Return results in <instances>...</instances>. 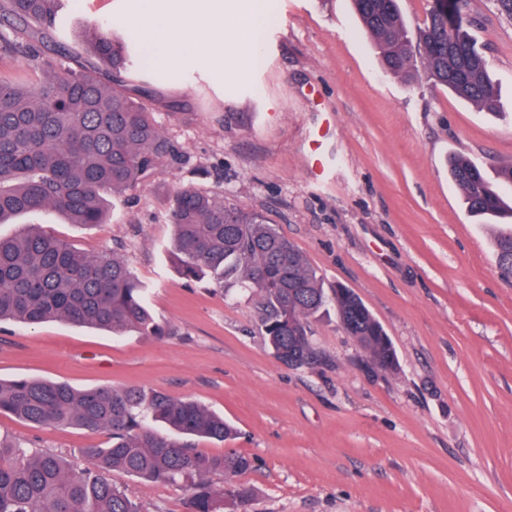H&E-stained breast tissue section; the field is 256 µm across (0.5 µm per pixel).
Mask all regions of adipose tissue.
<instances>
[{"label": "adipose tissue", "instance_id": "adipose-tissue-1", "mask_svg": "<svg viewBox=\"0 0 512 512\" xmlns=\"http://www.w3.org/2000/svg\"><path fill=\"white\" fill-rule=\"evenodd\" d=\"M265 13L259 0H129L126 16L167 66L211 65L220 45L246 67Z\"/></svg>", "mask_w": 512, "mask_h": 512}]
</instances>
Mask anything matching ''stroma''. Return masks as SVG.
<instances>
[{
	"mask_svg": "<svg viewBox=\"0 0 512 512\" xmlns=\"http://www.w3.org/2000/svg\"><path fill=\"white\" fill-rule=\"evenodd\" d=\"M76 18L128 31L126 0H74ZM259 51L231 65L155 63L147 73L164 133L184 154L110 209L106 223H36L82 252L117 253L149 287L168 336L53 320L0 323V378L76 388L139 387L224 415L235 440L200 441L255 460L251 512H512V279L492 229L448 177L462 154L487 172L512 164V18L470 0L499 109L386 73L352 0H268ZM178 186L223 194L290 240L325 289L353 290L392 339L398 368L369 370L335 313L312 322L316 358L269 351L257 295L180 277L166 251ZM0 437L83 467L105 433L0 415ZM144 512H186V488L122 473Z\"/></svg>",
	"mask_w": 512,
	"mask_h": 512,
	"instance_id": "35a3bbf8",
	"label": "stroma"
}]
</instances>
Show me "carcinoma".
I'll list each match as a JSON object with an SVG mask.
<instances>
[{
  "label": "carcinoma",
  "mask_w": 512,
  "mask_h": 512,
  "mask_svg": "<svg viewBox=\"0 0 512 512\" xmlns=\"http://www.w3.org/2000/svg\"><path fill=\"white\" fill-rule=\"evenodd\" d=\"M66 0H0V63L21 64L24 83L0 74V224L54 210L71 224H102L110 202L154 176L182 153L161 131L155 96L135 82L147 55L135 37L122 38L98 22H75L60 36ZM385 71L414 76V57L427 77L478 107H497L486 58L470 28L469 0H434L411 39L399 0H353ZM450 178L470 213L491 222L512 213V165L494 177L471 160L449 159ZM167 247L180 275L250 289L263 306L261 327L277 358L309 365L315 358L312 321L331 306L365 351L370 369H397L382 324L351 289L327 294L295 245L257 211L224 203V195L182 186L173 190ZM497 267L512 278V224L494 236ZM48 319L112 332L164 337L147 305V288L112 252H79L64 238L30 225L0 236V323ZM0 413L33 427L75 426L106 431V447L82 449L87 464L74 471L52 453L0 441V512H141L112 482L120 472L146 481L187 486V512H239L254 489L237 477L253 460L235 450L206 455L195 441H227L224 417L192 399L159 391L64 382L0 379ZM160 423L175 433L157 432ZM228 477L222 489L207 479Z\"/></svg>",
  "instance_id": "carcinoma-1"
}]
</instances>
